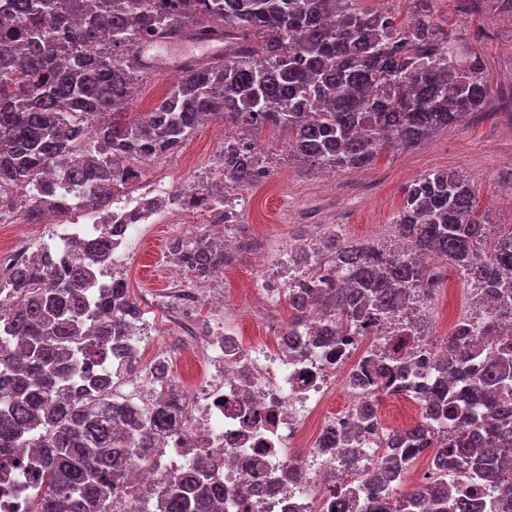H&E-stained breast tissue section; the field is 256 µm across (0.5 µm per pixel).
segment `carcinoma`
Here are the masks:
<instances>
[{
	"label": "carcinoma",
	"instance_id": "cac0c4a2",
	"mask_svg": "<svg viewBox=\"0 0 512 512\" xmlns=\"http://www.w3.org/2000/svg\"><path fill=\"white\" fill-rule=\"evenodd\" d=\"M418 5L410 20L368 13L356 0H9L15 61L0 57V87L20 71L26 93L0 105V190L20 189L25 217L103 209L112 192L140 177L134 161L182 144L210 121L281 130L288 147L312 170L372 165L387 148H413L437 130L479 110L492 88L481 59L459 49L443 23ZM107 40H102L103 34ZM180 34L219 35L224 60L183 71L154 107L135 116L121 110L134 82L148 77L136 47ZM98 47L95 57L85 48ZM224 174L236 189L260 183L267 171L235 147L224 150ZM395 220L403 251L350 243L334 232L305 262L321 260L351 282L338 288L315 277L290 288L294 318L316 300L345 321L395 307L412 288H433L438 275L410 254L430 253L466 282L497 298L479 328L460 323L448 333V359L427 399L429 414L457 428L442 440L416 427L418 445L391 450L372 483L386 494L380 512H471L452 488L455 473L497 492L495 507L512 512V226L492 230L470 180L440 170L412 180ZM224 187L211 185L191 202L213 206ZM116 228L104 224L77 243L66 265L40 253L0 280V456L33 443L41 448L42 487L28 512H111L131 466L151 454L150 436L173 426L174 400L139 409L112 403V375L93 369L112 341L130 335L138 314L122 279L90 299L95 266L112 258ZM178 262L199 277L224 267V252L203 239L171 243ZM485 335L481 367L463 375L461 361ZM124 423L130 431L112 432ZM431 457L427 487L390 486ZM200 462L161 493L139 496L129 512H213L224 486Z\"/></svg>",
	"mask_w": 512,
	"mask_h": 512
}]
</instances>
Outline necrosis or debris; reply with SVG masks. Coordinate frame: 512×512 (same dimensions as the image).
Here are the masks:
<instances>
[{"mask_svg":"<svg viewBox=\"0 0 512 512\" xmlns=\"http://www.w3.org/2000/svg\"><path fill=\"white\" fill-rule=\"evenodd\" d=\"M178 198L154 179L137 194L117 191L111 215L92 216V226L121 227L112 238V263L99 271V282L115 276L128 243L144 225L196 223L195 210L178 205ZM428 306L429 295L421 288L381 321L357 327H343L335 312L322 306L310 308L297 323L275 314L263 319L266 344L253 348L239 332L246 312L236 306L221 308V325L205 337L185 329L183 354L199 373L179 383L177 422L155 435L150 463L128 473L118 502L147 486L161 488L205 461L211 479L226 491L224 512H334L340 494L360 512H375L378 498L369 479L386 449L407 447L406 433L421 423V402L447 356L430 339ZM154 340L152 333L138 332L99 363V370L111 372L113 391L149 374L138 351ZM395 346L401 355L391 365L390 389L353 380L363 360ZM339 391L345 395L343 408L327 413ZM386 396L399 402L392 423L379 409ZM365 408L372 417L363 423L359 413ZM328 431L340 439L326 448L320 439ZM20 455L22 464L0 467V512H27L26 498L36 488L33 452L25 448ZM245 485L251 494L236 496Z\"/></svg>","mask_w":512,"mask_h":512,"instance_id":"1","label":"necrosis or debris"}]
</instances>
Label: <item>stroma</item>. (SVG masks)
Wrapping results in <instances>:
<instances>
[{"label": "stroma", "mask_w": 512, "mask_h": 512, "mask_svg": "<svg viewBox=\"0 0 512 512\" xmlns=\"http://www.w3.org/2000/svg\"><path fill=\"white\" fill-rule=\"evenodd\" d=\"M430 7L460 46L482 58L492 85L482 110L439 130L417 148L382 153L367 168L319 175L291 154L279 130H250V138L263 147L268 176L259 186L241 192L240 221L229 230L236 234L247 224L271 240L270 264H277L282 247L317 243L331 230L351 242L385 247L396 233L394 220L403 204L404 187L431 171L450 169L468 176L491 222L512 224V189L501 179L512 168V9L502 0H431ZM239 133L233 125L200 127L183 144L182 155L160 157L155 165L165 170L175 190L197 188L201 173L218 164L225 137ZM56 230L53 224H35L29 234L18 237L11 226H2L0 251L18 247L29 254L59 247ZM204 234L200 224L147 225L119 271L131 298H138L144 288L205 285V278L187 270L170 277L167 264L173 239ZM435 269L441 294L430 332L437 341L464 309L467 285L445 261H438ZM232 274L224 283L225 298L237 306L251 305L262 275L242 254L233 258Z\"/></svg>", "instance_id": "35a3bbf8"}]
</instances>
